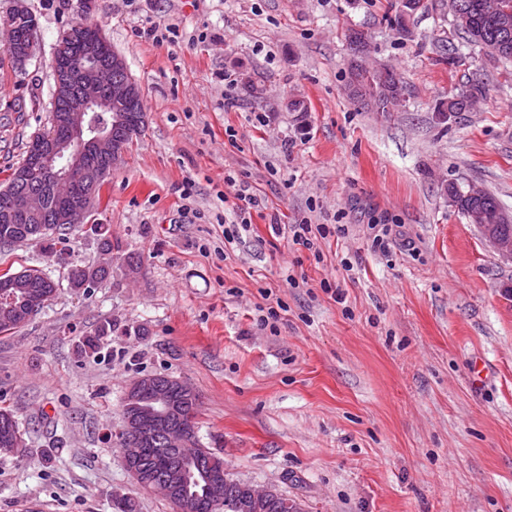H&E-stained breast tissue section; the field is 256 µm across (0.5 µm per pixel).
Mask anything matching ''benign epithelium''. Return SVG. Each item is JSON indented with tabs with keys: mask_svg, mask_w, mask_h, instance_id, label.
<instances>
[{
	"mask_svg": "<svg viewBox=\"0 0 512 512\" xmlns=\"http://www.w3.org/2000/svg\"><path fill=\"white\" fill-rule=\"evenodd\" d=\"M25 8L19 6L12 13L0 19V41L6 49H12L16 42V26ZM80 37L82 59L76 64L64 62L56 56L55 97L68 100L64 106L63 121L67 136L40 138L31 148L30 171L39 180L60 188L57 209L50 222L73 225L81 223L87 216V209L79 200L81 187L89 189V197L100 181L102 162L115 168L123 160L125 138L133 135L145 123L146 113L142 93L138 85L128 76L112 83L108 96L101 94L108 72H127L124 59L117 53L103 60L108 42L97 29L84 30L75 25L65 37ZM33 197L25 192L15 193L10 200V214L15 221L30 217ZM512 225V213L499 209L496 223L480 224L478 228L487 246L504 262L512 264V236L500 232V225ZM42 306V301L31 296H17L10 286L0 291V307L29 321ZM155 387L153 405L137 408L125 419L128 444L122 449V456L134 481L144 482L147 473L139 466V447L162 435L170 445L188 457L192 456L194 438L183 426L168 421L170 378L150 374L138 378L127 393L137 390L141 382ZM182 473L174 470L163 485L164 497L174 512H188L187 500L181 492Z\"/></svg>",
	"mask_w": 512,
	"mask_h": 512,
	"instance_id": "benign-epithelium-1",
	"label": "benign epithelium"
}]
</instances>
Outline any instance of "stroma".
Wrapping results in <instances>:
<instances>
[{"instance_id":"35a3bbf8","label":"stroma","mask_w":512,"mask_h":512,"mask_svg":"<svg viewBox=\"0 0 512 512\" xmlns=\"http://www.w3.org/2000/svg\"><path fill=\"white\" fill-rule=\"evenodd\" d=\"M393 2L0 0V17L32 13L39 41L22 63L0 49V183L48 125L54 48L76 23L124 58L147 113L70 227V257L0 250V270L36 266L58 284L0 335V407L26 443L0 460V512H115L122 496L172 512L137 490L112 438L146 374L194 389L200 443L233 479L304 512H512V266L446 192L473 183L512 211V60L456 38L448 0H427L408 36L387 21ZM158 25L176 37H144ZM352 29L368 63L404 78L397 110L349 98ZM470 80L486 98L439 123L436 104ZM242 172L259 205L227 250L224 178ZM301 222L330 229L314 250L279 231ZM94 224L112 232L110 276L83 293L68 273L101 262ZM373 224L400 232L382 247ZM267 290L283 304L273 331L257 311ZM109 322L120 332L80 353Z\"/></svg>"}]
</instances>
